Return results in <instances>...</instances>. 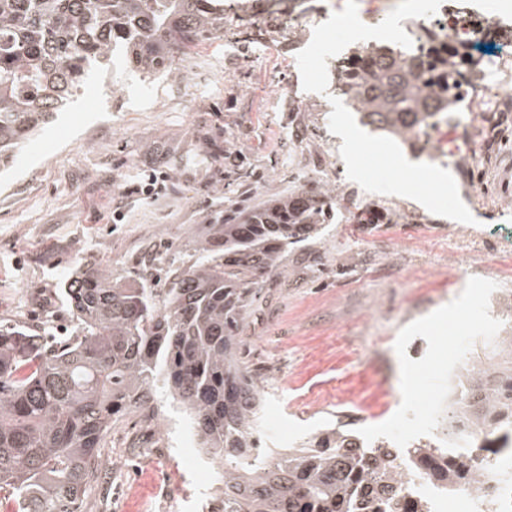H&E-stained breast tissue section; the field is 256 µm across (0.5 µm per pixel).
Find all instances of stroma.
Here are the masks:
<instances>
[{
	"instance_id": "obj_1",
	"label": "stroma",
	"mask_w": 512,
	"mask_h": 512,
	"mask_svg": "<svg viewBox=\"0 0 512 512\" xmlns=\"http://www.w3.org/2000/svg\"><path fill=\"white\" fill-rule=\"evenodd\" d=\"M224 29L162 74L123 61L91 73L72 102L0 173V324L54 338L75 320L62 287L93 267L160 287V269L189 266L207 224L225 209L322 187L334 219L288 249L286 269L254 302L241 357L262 396L266 442L296 448L332 422L369 438L426 436L412 414L448 390L461 351L484 356L512 331V276H475L451 302L401 322L416 292L462 271L458 221L411 223L402 196L370 193L336 172L342 144L326 95L302 88L296 55L310 39L238 0ZM475 134L482 170H449L475 218L469 235L512 259V112H452L449 136ZM167 173L154 199L124 196L140 173ZM125 199L126 223L109 219ZM392 335L388 351L376 337ZM84 512H217L214 464L169 444L166 419L130 413L108 429Z\"/></svg>"
}]
</instances>
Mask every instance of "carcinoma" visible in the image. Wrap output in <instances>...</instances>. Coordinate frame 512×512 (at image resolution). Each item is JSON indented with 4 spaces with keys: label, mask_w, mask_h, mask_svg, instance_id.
Returning a JSON list of instances; mask_svg holds the SVG:
<instances>
[{
    "label": "carcinoma",
    "mask_w": 512,
    "mask_h": 512,
    "mask_svg": "<svg viewBox=\"0 0 512 512\" xmlns=\"http://www.w3.org/2000/svg\"><path fill=\"white\" fill-rule=\"evenodd\" d=\"M224 26L214 0H0V169L51 122L93 69L123 54L130 70L163 73L185 48ZM421 61L395 44L365 43L342 61L343 94L366 124L410 140L448 116L467 55ZM372 59L375 65L365 69ZM333 219L323 198L297 193L210 225L200 261L147 288L88 268L64 285L77 335L59 345L0 325V507L82 512L113 421L155 414L159 398L182 405L219 461L218 512H426L393 486L408 473L443 490L475 482L448 456L456 413L437 433L398 447L331 427L301 447H268L260 391L239 351L253 296L284 270L289 247ZM477 427L512 442V404L491 395L471 406Z\"/></svg>",
    "instance_id": "1"
}]
</instances>
